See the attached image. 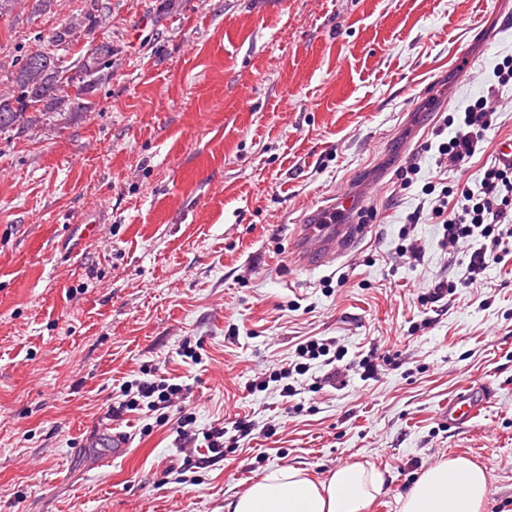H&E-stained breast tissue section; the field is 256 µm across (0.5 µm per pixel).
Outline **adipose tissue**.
<instances>
[{"label":"adipose tissue","mask_w":512,"mask_h":512,"mask_svg":"<svg viewBox=\"0 0 512 512\" xmlns=\"http://www.w3.org/2000/svg\"><path fill=\"white\" fill-rule=\"evenodd\" d=\"M382 473L354 463L328 480L310 479L298 467L277 468L232 497L226 512H365L380 493ZM488 492L487 473L456 456L429 466L401 502L400 512H481Z\"/></svg>","instance_id":"ef3b65f1"}]
</instances>
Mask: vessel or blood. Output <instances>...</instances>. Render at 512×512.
<instances>
[{"mask_svg":"<svg viewBox=\"0 0 512 512\" xmlns=\"http://www.w3.org/2000/svg\"><path fill=\"white\" fill-rule=\"evenodd\" d=\"M365 210L362 200L341 190L331 203L306 214L291 245L296 265L304 270H314L351 252L368 232L367 225L361 224L359 220ZM477 406V400L468 393L449 401V424L472 419Z\"/></svg>","mask_w":512,"mask_h":512,"instance_id":"1","label":"vessel or blood"}]
</instances>
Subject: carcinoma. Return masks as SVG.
Listing matches in <instances>:
<instances>
[{"mask_svg":"<svg viewBox=\"0 0 512 512\" xmlns=\"http://www.w3.org/2000/svg\"><path fill=\"white\" fill-rule=\"evenodd\" d=\"M82 21L74 19L47 37L52 46L72 45ZM112 44L100 42L78 61L77 69L63 74L60 61L49 49L24 56L12 73L11 89L0 94V132L19 129L36 121L41 112H81L95 84L110 77Z\"/></svg>","mask_w":512,"mask_h":512,"instance_id":"cac0c4a2","label":"carcinoma"}]
</instances>
